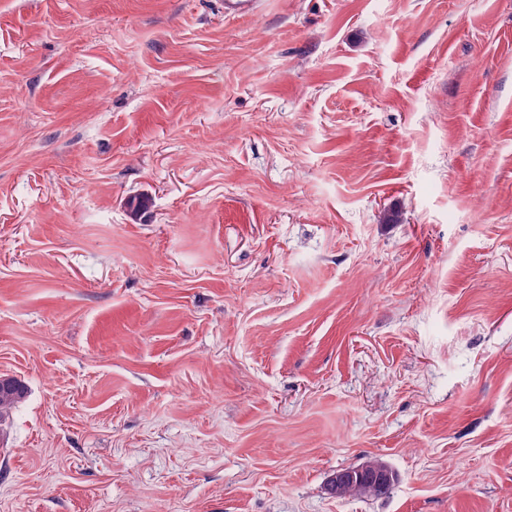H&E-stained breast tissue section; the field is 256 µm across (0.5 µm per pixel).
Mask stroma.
Listing matches in <instances>:
<instances>
[{
  "label": "stroma",
  "mask_w": 512,
  "mask_h": 512,
  "mask_svg": "<svg viewBox=\"0 0 512 512\" xmlns=\"http://www.w3.org/2000/svg\"><path fill=\"white\" fill-rule=\"evenodd\" d=\"M0 375V512H512V0H0ZM4 377V378H2ZM25 385L15 377H0V431L2 425L9 418L12 409L25 397ZM388 465L386 462L379 457H374L369 461L365 462L362 465L356 467H350L347 469H341L336 472V474L332 477L331 482V490L339 494L340 490L344 487L346 483L351 481L355 474L353 470L357 469L358 479L365 480L371 487L373 488H382L390 485L393 482L394 475L391 470L383 469V470H367V469H358L359 467H370V468H385ZM351 469V470H348ZM390 487L382 490L371 492L368 491L363 482L359 480H354L346 484V486L342 489L340 496L345 497H381L386 495Z\"/></svg>",
  "instance_id": "35a3bbf8"
}]
</instances>
